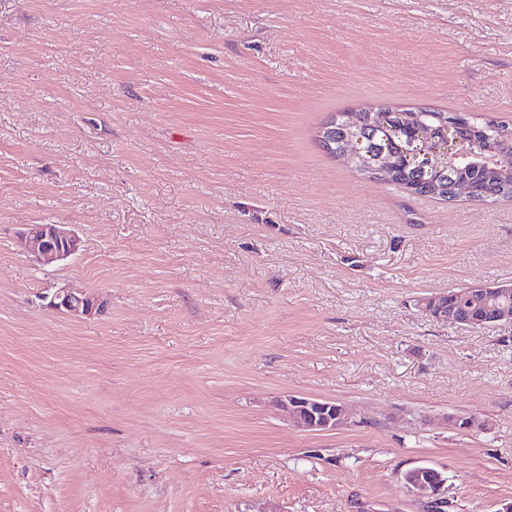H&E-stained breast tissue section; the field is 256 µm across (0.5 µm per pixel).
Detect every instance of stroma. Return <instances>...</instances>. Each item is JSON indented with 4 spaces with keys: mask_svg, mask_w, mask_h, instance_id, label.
Here are the masks:
<instances>
[{
    "mask_svg": "<svg viewBox=\"0 0 512 512\" xmlns=\"http://www.w3.org/2000/svg\"><path fill=\"white\" fill-rule=\"evenodd\" d=\"M361 104L511 124L512 0H0V512H426L419 466L512 503V322L422 310L512 285V200L353 172L318 131ZM23 235L29 253L49 265L67 259L81 248V238L63 224H28ZM51 305L63 313L73 316L99 315L105 310L104 301L92 293H87L83 288H74L64 285L53 288ZM449 295L450 292L427 299L423 302V311L435 319L470 328H483L494 323L512 322V311L506 309L495 315L473 313L467 317H460L449 302ZM279 404L297 426L309 431L335 430L349 419L345 408L334 401L288 395Z\"/></svg>",
    "mask_w": 512,
    "mask_h": 512,
    "instance_id": "35a3bbf8",
    "label": "stroma"
}]
</instances>
